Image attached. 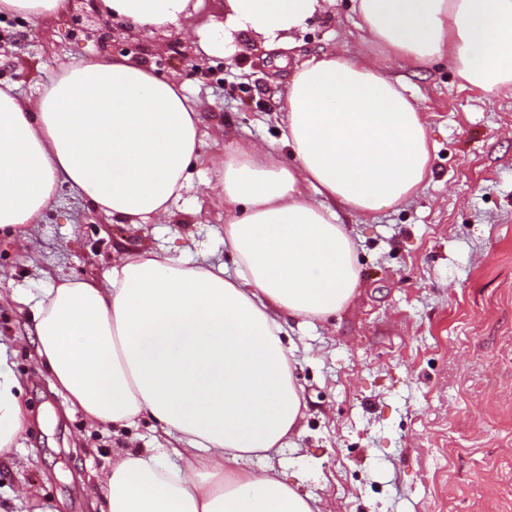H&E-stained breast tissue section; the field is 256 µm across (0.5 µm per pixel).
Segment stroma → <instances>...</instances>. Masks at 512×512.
<instances>
[{
  "label": "stroma",
  "mask_w": 512,
  "mask_h": 512,
  "mask_svg": "<svg viewBox=\"0 0 512 512\" xmlns=\"http://www.w3.org/2000/svg\"><path fill=\"white\" fill-rule=\"evenodd\" d=\"M224 2L195 0L177 23L120 34L106 49L93 30L72 27L76 0L47 19L0 16V82L22 96L60 65L129 50L200 102L206 136L169 223L130 230L64 187L23 235H0V292L12 297L0 304V344L28 410L16 449L0 459V512H98L89 489L113 456L163 442L149 420L92 428L69 408L34 364V323L18 297L63 278L100 279L117 255L143 249L204 255L234 274L208 162L224 150L212 127L289 157L278 101L295 67L363 48L353 0H334L277 49L219 28ZM205 36L235 44L238 56L204 55L205 71L188 76L163 44L179 39L197 56ZM379 63L423 115L430 173L402 204L368 216L337 207L361 280L348 308L288 330L305 418L273 464L317 512H512V92L461 85L445 60Z\"/></svg>",
  "instance_id": "obj_1"
}]
</instances>
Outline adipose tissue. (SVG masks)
<instances>
[{
	"instance_id": "adipose-tissue-1",
	"label": "adipose tissue",
	"mask_w": 512,
	"mask_h": 512,
	"mask_svg": "<svg viewBox=\"0 0 512 512\" xmlns=\"http://www.w3.org/2000/svg\"><path fill=\"white\" fill-rule=\"evenodd\" d=\"M331 0H227L226 24L275 47ZM367 52H326L292 75L280 102L282 161L226 141L212 163L224 207L223 265L146 250L102 279H63L32 308L36 359L95 426L148 416L178 448L116 456L100 512H313L274 466L303 403L287 321L345 309L360 280L356 243L334 204L367 215L413 197L430 171L425 121L369 56L408 67L448 58L488 93L512 90V0H354ZM190 0H101L105 17L161 27ZM200 104L127 56L58 67L34 97L0 87V231L36 223L60 185L137 227L165 222L200 157ZM24 383L0 347V455L25 423Z\"/></svg>"
}]
</instances>
